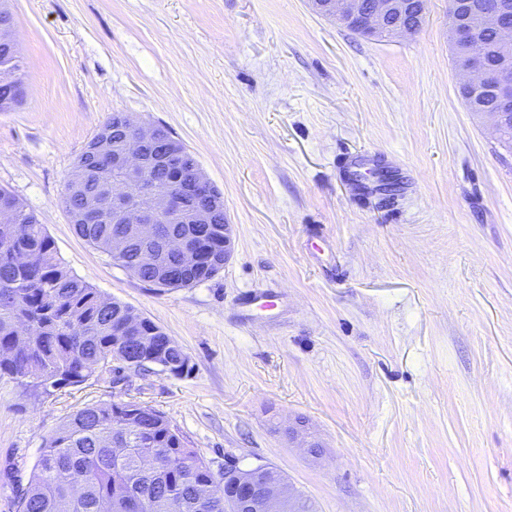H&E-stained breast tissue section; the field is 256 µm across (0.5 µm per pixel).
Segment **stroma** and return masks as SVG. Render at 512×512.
Instances as JSON below:
<instances>
[{"mask_svg":"<svg viewBox=\"0 0 512 512\" xmlns=\"http://www.w3.org/2000/svg\"><path fill=\"white\" fill-rule=\"evenodd\" d=\"M0 5L25 89L0 111V188L193 367L49 395L0 377V512L7 476L27 483L51 433L113 401L162 412L213 468H276L317 512H512V153L459 94L447 0L381 40L308 0ZM115 112L168 126L223 193L214 278L148 286L70 224L64 183Z\"/></svg>","mask_w":512,"mask_h":512,"instance_id":"35a3bbf8","label":"stroma"}]
</instances>
